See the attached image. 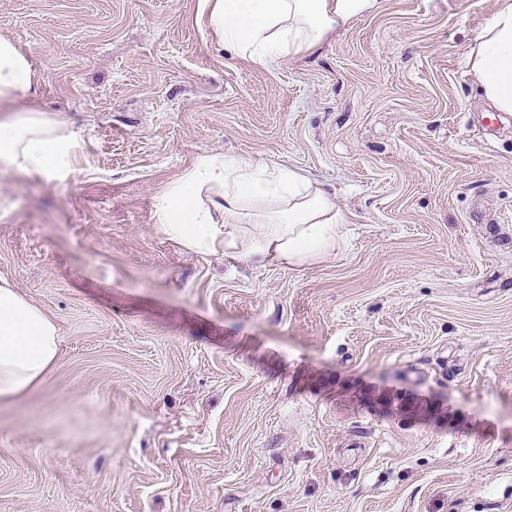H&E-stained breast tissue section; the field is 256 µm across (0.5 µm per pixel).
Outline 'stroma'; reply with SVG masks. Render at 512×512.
I'll list each match as a JSON object with an SVG mask.
<instances>
[{
    "instance_id": "obj_1",
    "label": "stroma",
    "mask_w": 512,
    "mask_h": 512,
    "mask_svg": "<svg viewBox=\"0 0 512 512\" xmlns=\"http://www.w3.org/2000/svg\"><path fill=\"white\" fill-rule=\"evenodd\" d=\"M498 0H379L257 66L200 0H0L25 106L79 149L0 171V279L62 336L0 400V512H512V113L468 65ZM202 153L322 184L302 266L155 219Z\"/></svg>"
}]
</instances>
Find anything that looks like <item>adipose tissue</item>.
<instances>
[{
	"instance_id": "obj_1",
	"label": "adipose tissue",
	"mask_w": 512,
	"mask_h": 512,
	"mask_svg": "<svg viewBox=\"0 0 512 512\" xmlns=\"http://www.w3.org/2000/svg\"><path fill=\"white\" fill-rule=\"evenodd\" d=\"M378 0H201L218 41L258 66L309 51L327 32L370 14ZM484 94L512 112V0H499L469 58ZM29 59L0 38V107L31 95ZM78 149L39 111L0 121V168L49 175ZM157 222L185 247L241 251L257 265L300 266L335 250L343 217L322 186L297 170L202 154L157 197ZM54 320L0 279V400L32 391L55 364Z\"/></svg>"
}]
</instances>
